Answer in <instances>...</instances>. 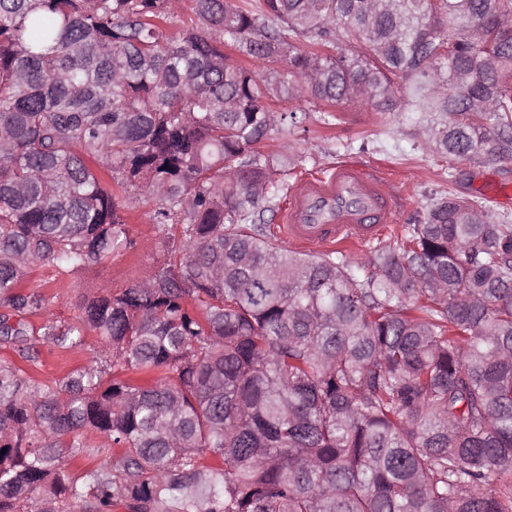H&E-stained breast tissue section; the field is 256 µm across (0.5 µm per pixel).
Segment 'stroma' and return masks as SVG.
I'll return each instance as SVG.
<instances>
[{"label":"stroma","instance_id":"stroma-1","mask_svg":"<svg viewBox=\"0 0 512 512\" xmlns=\"http://www.w3.org/2000/svg\"><path fill=\"white\" fill-rule=\"evenodd\" d=\"M294 105L305 110L306 118L288 132L298 165L285 175L286 184L324 172L341 158L353 157L389 173L393 189L401 195L399 224L416 223L423 218L430 199L448 195L473 202L495 219L512 222V199L498 204L480 192L481 186L491 179L512 184V163L483 166L427 153L413 139L410 124L392 122L388 115L370 109L338 104L337 119L329 125L310 96L298 98ZM149 213V208L138 205L126 210L134 249L113 256L96 268L62 276L47 263L32 267L27 283L40 288L46 298L44 319L74 320L79 294L119 292L137 281L149 266L162 260L163 235ZM97 348L92 336L84 347L76 350L60 351L46 346L39 366H26L25 371L40 384L50 385L71 370L88 364L95 358Z\"/></svg>","mask_w":512,"mask_h":512}]
</instances>
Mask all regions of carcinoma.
Returning <instances> with one entry per match:
<instances>
[{
  "label": "carcinoma",
  "instance_id": "carcinoma-1",
  "mask_svg": "<svg viewBox=\"0 0 512 512\" xmlns=\"http://www.w3.org/2000/svg\"><path fill=\"white\" fill-rule=\"evenodd\" d=\"M194 2L0 0V350L102 348L46 388L0 358V512H512V224L439 197L361 261L295 253L261 151L306 94L511 163L512 0ZM135 201L164 260L35 327L29 269L132 249Z\"/></svg>",
  "mask_w": 512,
  "mask_h": 512
}]
</instances>
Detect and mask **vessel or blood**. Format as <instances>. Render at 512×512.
Returning <instances> with one entry per match:
<instances>
[{
    "label": "vessel or blood",
    "instance_id": "vessel-or-blood-1",
    "mask_svg": "<svg viewBox=\"0 0 512 512\" xmlns=\"http://www.w3.org/2000/svg\"><path fill=\"white\" fill-rule=\"evenodd\" d=\"M399 209L400 196L382 173L342 159L326 173L298 180L277 222L292 245L319 250L379 238Z\"/></svg>",
    "mask_w": 512,
    "mask_h": 512
}]
</instances>
